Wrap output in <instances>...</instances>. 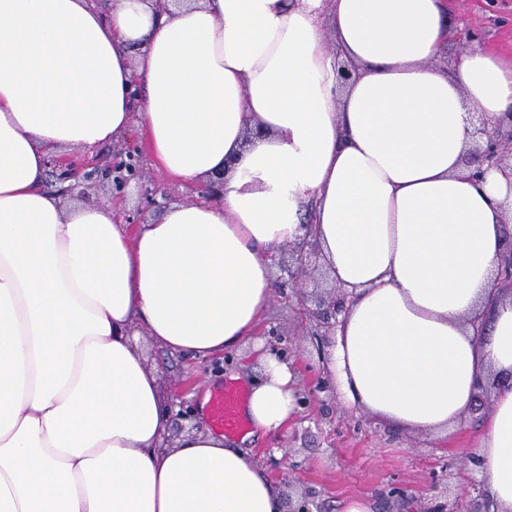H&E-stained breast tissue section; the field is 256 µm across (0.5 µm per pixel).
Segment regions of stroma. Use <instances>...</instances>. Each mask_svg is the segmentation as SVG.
<instances>
[{"mask_svg":"<svg viewBox=\"0 0 512 512\" xmlns=\"http://www.w3.org/2000/svg\"><path fill=\"white\" fill-rule=\"evenodd\" d=\"M452 38L436 65L446 68L469 36L512 57V0H447ZM140 177L125 188L117 211L124 223H148L157 208L145 206L142 187L154 183L165 188L169 203L198 200L197 189L167 179L149 156L139 162ZM149 368L156 370L163 396L183 390L188 410L211 388L230 382L240 367L258 374L260 364L252 344H244L233 357L198 359L169 354L154 346L146 334L133 337ZM253 453L270 477L288 486L290 495L310 493L320 512H340L350 497L373 500L374 512H403L406 501H416L419 512H429L438 493L431 487L440 475L449 497L470 492L471 471L455 468L453 461L471 453L474 442L464 431L443 438L389 428L367 416H355L347 404L329 392L319 395L318 404L301 411L296 422L276 437L253 441ZM287 449L277 457L276 449ZM400 486L403 497L391 496Z\"/></svg>","mask_w":512,"mask_h":512,"instance_id":"obj_1","label":"stroma"}]
</instances>
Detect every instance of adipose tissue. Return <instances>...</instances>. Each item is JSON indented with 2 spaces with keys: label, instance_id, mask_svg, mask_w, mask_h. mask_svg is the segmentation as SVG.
<instances>
[{
  "label": "adipose tissue",
  "instance_id": "ef3b65f1",
  "mask_svg": "<svg viewBox=\"0 0 512 512\" xmlns=\"http://www.w3.org/2000/svg\"><path fill=\"white\" fill-rule=\"evenodd\" d=\"M447 41L444 0H0V512H284L222 434L164 447L158 377L130 338L238 350L305 223L355 292L328 349L333 390L441 434L492 384L477 463L512 512V297L496 286L512 175L476 182L464 164L469 108L492 125L512 113V62L475 42L448 76L430 64ZM134 127L169 177L223 173V197L133 233L47 191L52 156ZM259 363L245 412L274 436L301 389L292 362Z\"/></svg>",
  "mask_w": 512,
  "mask_h": 512
}]
</instances>
